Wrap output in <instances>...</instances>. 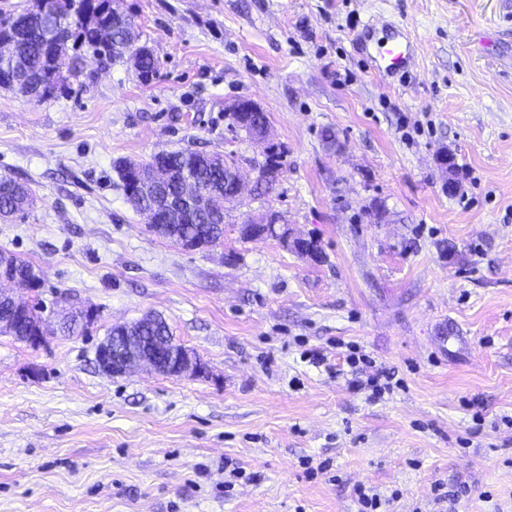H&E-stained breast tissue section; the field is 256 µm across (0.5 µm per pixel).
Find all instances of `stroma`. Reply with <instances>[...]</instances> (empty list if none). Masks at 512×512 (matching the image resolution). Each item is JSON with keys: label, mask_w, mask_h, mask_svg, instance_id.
I'll list each match as a JSON object with an SVG mask.
<instances>
[{"label": "stroma", "mask_w": 512, "mask_h": 512, "mask_svg": "<svg viewBox=\"0 0 512 512\" xmlns=\"http://www.w3.org/2000/svg\"><path fill=\"white\" fill-rule=\"evenodd\" d=\"M119 5L151 81L88 57L43 103L0 88V174L33 192L0 249L46 310L97 312L37 348L0 335V512H359V485L387 512H512V0ZM367 20L415 34L402 77L370 72ZM243 99L284 154L262 197L265 150L229 130ZM182 148L240 166L223 245L175 246L124 193L120 162ZM270 209L320 258L241 240ZM147 313L205 374L98 370L108 330ZM380 369L399 387L356 389Z\"/></svg>", "instance_id": "stroma-1"}]
</instances>
